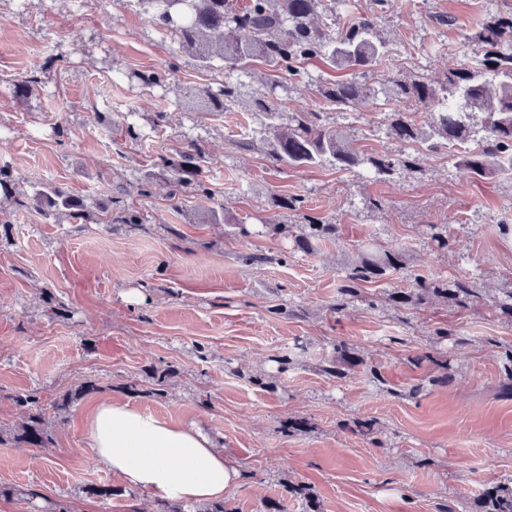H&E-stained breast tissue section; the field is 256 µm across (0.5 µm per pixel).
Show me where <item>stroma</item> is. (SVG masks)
<instances>
[{
    "mask_svg": "<svg viewBox=\"0 0 512 512\" xmlns=\"http://www.w3.org/2000/svg\"><path fill=\"white\" fill-rule=\"evenodd\" d=\"M20 2L0 0V164L20 189L50 183L91 203L110 198L101 174L112 170L142 222L109 224L97 210L78 222L28 210L0 216V429L21 418L15 396L35 394L49 409L85 382L97 386L52 418L48 447L0 445V486L10 490L0 512H155L156 498L95 459L86 417L109 398L210 435L240 471L224 493L234 512L273 502L306 512L293 485L309 487L320 512H484V491L512 484V397L499 388L512 323L498 312L512 290V236L498 230L512 223V175L476 179L447 153L412 151L375 101L326 109L319 85L339 73L318 61L281 92L289 111L319 113L367 152L414 153L415 165L379 179L362 167L273 164L243 147L260 129L256 118L176 108L178 87L241 74L199 68L136 0ZM357 3L377 10L390 46L374 81H445L450 68L475 65L471 38L482 23L512 11V0ZM149 70L166 74L164 86L133 81ZM30 71L40 88L15 98L12 81ZM128 111L167 119L136 144L122 126ZM190 140L206 153L211 198L175 204L159 185L141 195L153 158ZM281 195L302 198L336 235L309 254L297 233H268L297 221L275 206ZM211 208L230 223H207ZM243 224L250 236L240 235ZM434 224L455 250L432 242ZM367 239L401 249L405 268L334 311ZM250 254L268 260L246 263ZM414 273L469 278L483 298L468 308L394 303ZM448 325L454 336H436ZM340 342L352 362L336 377L323 368ZM425 352L429 360L414 363ZM165 368L159 395L152 372ZM289 419L305 429L285 433ZM362 421L372 422L370 435L354 432ZM99 486L112 497L96 495Z\"/></svg>",
    "mask_w": 512,
    "mask_h": 512,
    "instance_id": "1",
    "label": "stroma"
}]
</instances>
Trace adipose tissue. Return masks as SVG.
<instances>
[{
    "label": "adipose tissue",
    "mask_w": 512,
    "mask_h": 512,
    "mask_svg": "<svg viewBox=\"0 0 512 512\" xmlns=\"http://www.w3.org/2000/svg\"><path fill=\"white\" fill-rule=\"evenodd\" d=\"M87 431L99 463L163 500H220L240 477L200 428L170 424L125 402L100 403Z\"/></svg>",
    "instance_id": "1"
}]
</instances>
